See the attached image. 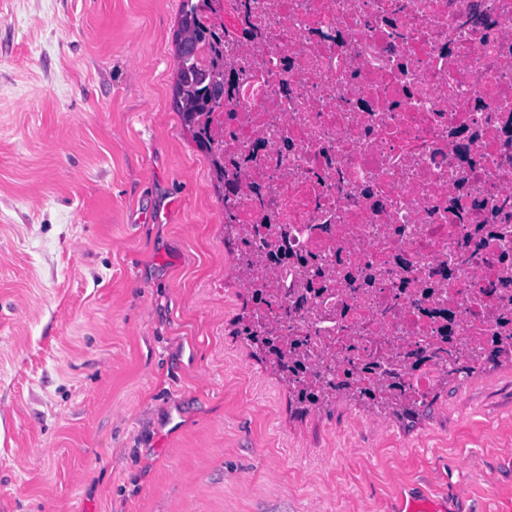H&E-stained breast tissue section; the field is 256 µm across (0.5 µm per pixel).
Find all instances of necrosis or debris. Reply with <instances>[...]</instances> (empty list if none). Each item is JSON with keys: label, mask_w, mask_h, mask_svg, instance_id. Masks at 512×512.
Here are the masks:
<instances>
[{"label": "necrosis or debris", "mask_w": 512, "mask_h": 512, "mask_svg": "<svg viewBox=\"0 0 512 512\" xmlns=\"http://www.w3.org/2000/svg\"><path fill=\"white\" fill-rule=\"evenodd\" d=\"M224 208L314 393L420 400L512 324V0H217Z\"/></svg>", "instance_id": "necrosis-or-debris-1"}]
</instances>
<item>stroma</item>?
<instances>
[{
	"label": "stroma",
	"instance_id": "1",
	"mask_svg": "<svg viewBox=\"0 0 512 512\" xmlns=\"http://www.w3.org/2000/svg\"><path fill=\"white\" fill-rule=\"evenodd\" d=\"M183 0H0V512H512V364L298 409L173 109Z\"/></svg>",
	"mask_w": 512,
	"mask_h": 512
}]
</instances>
